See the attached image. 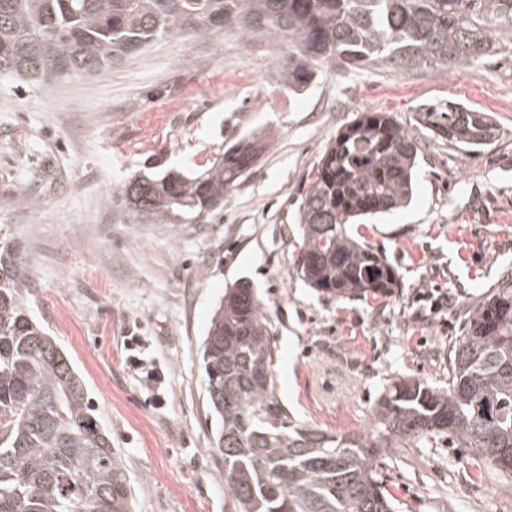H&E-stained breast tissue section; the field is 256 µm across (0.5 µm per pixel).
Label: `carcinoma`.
<instances>
[{"instance_id": "cac0c4a2", "label": "carcinoma", "mask_w": 512, "mask_h": 512, "mask_svg": "<svg viewBox=\"0 0 512 512\" xmlns=\"http://www.w3.org/2000/svg\"><path fill=\"white\" fill-rule=\"evenodd\" d=\"M226 26L263 40L288 89L322 64L462 69L512 34V0H0V76L81 79L163 37ZM431 132L476 151L496 137L487 113L430 108ZM270 148L243 137L193 177L137 175L117 188L136 217L175 224L217 210ZM419 142L388 112L343 125L313 166L298 207L300 280L338 299L385 295L398 275L349 226L405 206ZM20 247L0 237V512H130L132 490L112 438L54 337L30 315ZM274 330L249 285L215 307L200 345L214 450L233 512H402L376 470L381 448L446 437L512 478V274L472 312L448 387L395 382L372 408L377 431L330 433L290 415L277 392Z\"/></svg>"}]
</instances>
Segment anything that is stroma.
<instances>
[{
    "mask_svg": "<svg viewBox=\"0 0 512 512\" xmlns=\"http://www.w3.org/2000/svg\"><path fill=\"white\" fill-rule=\"evenodd\" d=\"M451 101L490 113L497 140L466 152L433 135L424 111ZM366 110L391 113L424 156L408 206L351 227L397 270L393 292L339 300L299 279L295 214L322 151ZM250 134L272 147L217 212L149 224L115 195L138 174H197ZM0 231L20 245L31 314L121 456L131 512H231L199 364L225 289L248 282L263 302L296 420L360 433L390 383L446 386L466 312L512 272V46L445 71L330 61L292 91L262 43L226 28L158 40L79 81L0 77ZM435 289L450 297L437 314L419 298ZM131 336L164 376L159 398L126 362ZM375 465L403 512H512V485L448 442Z\"/></svg>",
    "mask_w": 512,
    "mask_h": 512,
    "instance_id": "1",
    "label": "stroma"
}]
</instances>
